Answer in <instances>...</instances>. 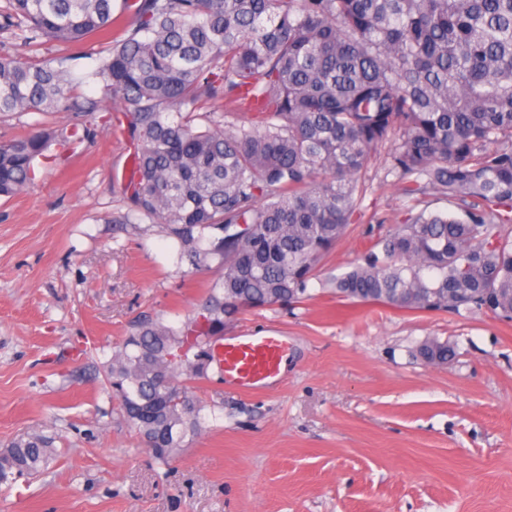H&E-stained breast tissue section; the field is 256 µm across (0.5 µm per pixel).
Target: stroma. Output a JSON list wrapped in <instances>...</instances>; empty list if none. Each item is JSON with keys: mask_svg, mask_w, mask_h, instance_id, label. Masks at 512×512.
<instances>
[{"mask_svg": "<svg viewBox=\"0 0 512 512\" xmlns=\"http://www.w3.org/2000/svg\"><path fill=\"white\" fill-rule=\"evenodd\" d=\"M97 45L51 42L41 55L70 58L97 97L85 78ZM76 122L17 114L0 140ZM51 151L27 192L0 199V447L37 431L54 436L57 456L0 491V512H512V322L350 302L329 286L366 251L369 227L405 217L386 151L308 298L224 325L228 338L284 332V372L249 389L212 366L189 380L200 429L167 463L122 416L104 366L140 319L191 316L222 271L178 262L158 227L122 223L135 148L115 123ZM430 337L455 359L416 358Z\"/></svg>", "mask_w": 512, "mask_h": 512, "instance_id": "stroma-1", "label": "stroma"}]
</instances>
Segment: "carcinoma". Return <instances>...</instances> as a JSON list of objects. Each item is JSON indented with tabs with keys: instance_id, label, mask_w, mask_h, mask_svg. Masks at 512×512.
<instances>
[{
	"instance_id": "carcinoma-1",
	"label": "carcinoma",
	"mask_w": 512,
	"mask_h": 512,
	"mask_svg": "<svg viewBox=\"0 0 512 512\" xmlns=\"http://www.w3.org/2000/svg\"><path fill=\"white\" fill-rule=\"evenodd\" d=\"M114 27L94 52L99 98L75 93L65 57L0 56V119H84L67 134L36 127L1 141L0 197L28 190L52 145L89 139L113 110L136 149L125 221L158 225L191 267L223 270L197 314L177 328L138 321L106 365L112 397L156 460L175 459L198 430V400L176 379L207 369L195 360L204 337L245 309L308 296L389 143L400 196L436 195L461 215L421 210L368 230L362 259L331 280L336 295L512 321V238L502 234L512 222V0L0 5V31L34 51ZM417 355L445 365L455 350L428 338ZM53 453L40 432L0 448V486L38 477Z\"/></svg>"
}]
</instances>
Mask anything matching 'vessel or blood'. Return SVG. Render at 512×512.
<instances>
[{
  "label": "vessel or blood",
  "mask_w": 512,
  "mask_h": 512,
  "mask_svg": "<svg viewBox=\"0 0 512 512\" xmlns=\"http://www.w3.org/2000/svg\"><path fill=\"white\" fill-rule=\"evenodd\" d=\"M287 353L288 339L282 334L236 336L221 345L216 366L225 383L252 387L278 377Z\"/></svg>",
  "instance_id": "obj_1"
}]
</instances>
